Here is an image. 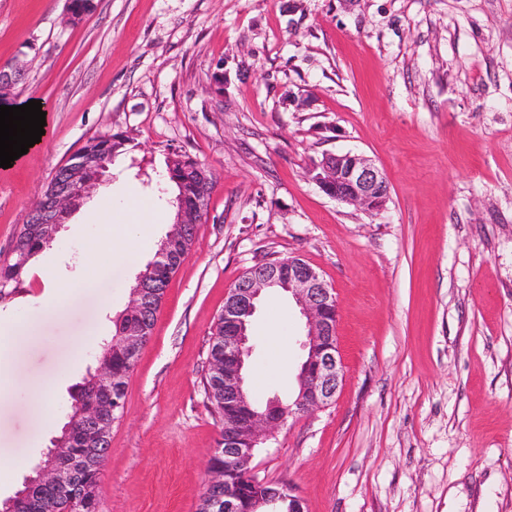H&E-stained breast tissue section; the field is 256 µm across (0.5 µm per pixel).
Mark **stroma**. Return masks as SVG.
I'll return each instance as SVG.
<instances>
[{
  "mask_svg": "<svg viewBox=\"0 0 512 512\" xmlns=\"http://www.w3.org/2000/svg\"><path fill=\"white\" fill-rule=\"evenodd\" d=\"M0 0V65H26L46 133L0 168V262L56 171L95 137L123 135L110 176L42 251L81 288L43 305L38 275L0 299V326L35 317L14 348L36 386L0 407V499L63 425L91 353L171 227L133 255L106 244L115 195L149 197L168 152L212 173L207 211L127 380L99 485L102 512H195L219 435L205 398L209 339L238 278L298 257L338 303L342 387L291 418L254 458L307 512H512V0ZM356 153L390 184L383 211L311 179ZM296 304L263 296L254 335L279 327L291 374L253 381L292 398L304 332ZM84 352L74 356L75 343Z\"/></svg>",
  "mask_w": 512,
  "mask_h": 512,
  "instance_id": "stroma-1",
  "label": "stroma"
}]
</instances>
